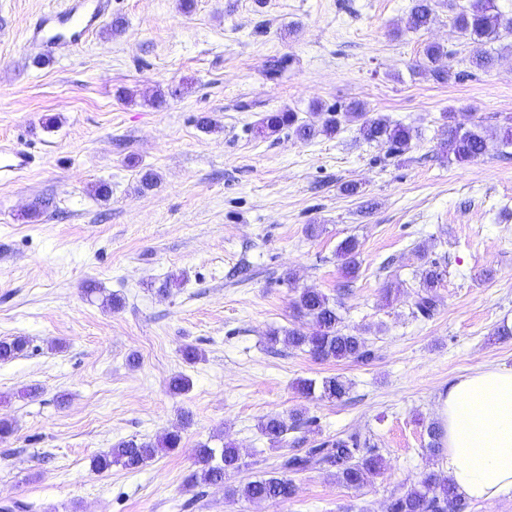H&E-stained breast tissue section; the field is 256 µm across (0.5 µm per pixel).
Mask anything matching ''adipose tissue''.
Here are the masks:
<instances>
[{
  "label": "adipose tissue",
  "mask_w": 512,
  "mask_h": 512,
  "mask_svg": "<svg viewBox=\"0 0 512 512\" xmlns=\"http://www.w3.org/2000/svg\"><path fill=\"white\" fill-rule=\"evenodd\" d=\"M444 468L465 499L492 503L512 489V369L457 377L440 394Z\"/></svg>",
  "instance_id": "ef3b65f1"
}]
</instances>
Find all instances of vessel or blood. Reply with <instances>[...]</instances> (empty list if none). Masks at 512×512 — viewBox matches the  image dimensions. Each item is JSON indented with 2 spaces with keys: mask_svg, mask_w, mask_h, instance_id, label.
I'll list each match as a JSON object with an SVG mask.
<instances>
[{
  "mask_svg": "<svg viewBox=\"0 0 512 512\" xmlns=\"http://www.w3.org/2000/svg\"><path fill=\"white\" fill-rule=\"evenodd\" d=\"M111 12L112 0H73L66 13L40 15L29 30V40L54 53H64L98 29ZM34 161L31 151L1 147L0 178L18 177L30 170Z\"/></svg>",
  "mask_w": 512,
  "mask_h": 512,
  "instance_id": "vessel-or-blood-1",
  "label": "vessel or blood"
}]
</instances>
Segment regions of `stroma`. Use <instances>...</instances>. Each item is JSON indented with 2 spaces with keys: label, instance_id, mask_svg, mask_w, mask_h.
Masks as SVG:
<instances>
[{
  "label": "stroma",
  "instance_id": "1",
  "mask_svg": "<svg viewBox=\"0 0 512 512\" xmlns=\"http://www.w3.org/2000/svg\"><path fill=\"white\" fill-rule=\"evenodd\" d=\"M68 2L0 0V146L36 155L0 182V338L29 342L0 363V420L13 424L0 439V507L386 512L422 471L442 468L427 450L440 392L477 369L512 368V336L497 334L512 327V154L497 144L512 124V36L492 43L498 61L482 72L454 27L467 0H439L419 32L405 28L412 0H112L120 32L101 25L41 59L27 30ZM431 42L452 52L456 79L422 70ZM353 101L415 129L410 149L390 153L348 123L308 142L256 132L270 112L318 124L321 108ZM450 122L481 126L489 152L448 157ZM348 182L359 195L342 193ZM350 236L360 243L352 279L336 256ZM427 260L444 277L422 318L412 304ZM304 289L335 299L369 361L268 347L271 330L306 328L291 308ZM112 294L121 309L106 305ZM188 344L196 363L183 358ZM180 373L191 388L171 394ZM336 375L350 384L343 399L296 389ZM296 410L313 425L272 448L259 420ZM176 428L179 448L138 470L91 469L121 440ZM355 432L386 463L361 488L315 469L294 475L285 502L225 495L288 453ZM227 442L244 468L221 486H188L199 444Z\"/></svg>",
  "mask_w": 512,
  "mask_h": 512
}]
</instances>
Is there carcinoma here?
<instances>
[{
  "label": "carcinoma",
  "instance_id": "carcinoma-1",
  "mask_svg": "<svg viewBox=\"0 0 512 512\" xmlns=\"http://www.w3.org/2000/svg\"><path fill=\"white\" fill-rule=\"evenodd\" d=\"M436 7V0H413L405 27L411 32L429 28ZM454 24L470 43L475 45L472 64L480 70H489L495 64V55L485 45L512 35V20L504 18L496 0H468L454 17ZM451 57V53L439 44H429L424 49L423 70L440 82L455 76L452 65L441 60ZM346 122L360 123L359 131L364 140L376 142L393 153H403L411 147L414 130L402 124L392 123L386 116H370L363 106L353 102L344 110L328 109L321 126L301 123L293 111L271 112L256 127V133L267 136L288 128L296 136L308 141L320 134L332 136ZM441 147L460 163L473 161L483 156L489 148L482 132L474 127L463 130L448 125ZM359 242L354 238L342 241L336 254L342 260L346 275L352 277L359 269ZM443 271L436 262H426L421 270V289L416 292L413 313L423 317L433 315L436 308L434 288L442 280ZM291 307L298 316L308 319L313 331L305 333L291 329L280 335L279 331L268 333L267 343L275 346L280 342L292 348L302 349L320 361L354 360L366 362L372 351L364 337L347 332L337 311L336 301L328 295L309 289L300 291L292 300ZM28 347L26 338L17 336L0 339V362H8L24 353ZM297 389L307 398L340 399L349 393L350 384L339 376L324 377L320 380L301 379ZM311 419L304 418L303 412L295 411L288 417H266L260 420L261 433L272 444H282L288 431L295 430ZM181 434L173 431L156 440L139 439L135 436L113 445L109 451L95 456L91 468L104 472L119 466L134 471L159 454L179 447ZM196 469L189 477L190 484L221 485L228 473L240 469V455L236 448L225 445L213 448L204 443L195 451ZM280 472L267 478L261 477L247 482L243 488L228 489V496H242L248 500H270L284 502L295 493L291 474L313 469L333 473L336 479L348 488H360L371 478L385 470L383 457L368 448L358 434H349L325 441L313 448L298 450L282 458ZM465 507L451 480L441 473L430 470L420 473L418 479L404 492L394 497L388 505V512H459Z\"/></svg>",
  "mask_w": 512,
  "mask_h": 512
}]
</instances>
